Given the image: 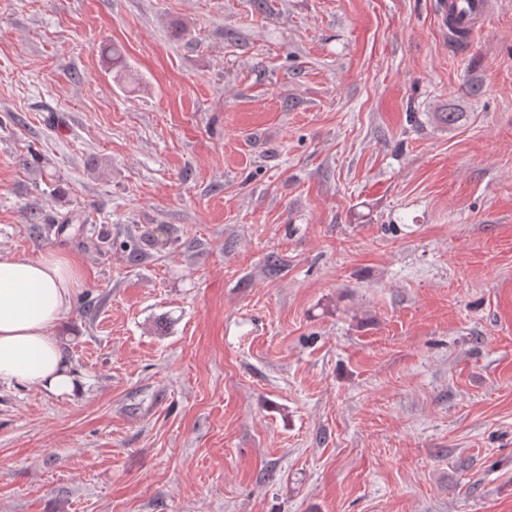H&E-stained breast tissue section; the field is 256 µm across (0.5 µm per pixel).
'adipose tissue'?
I'll return each mask as SVG.
<instances>
[{
	"mask_svg": "<svg viewBox=\"0 0 512 512\" xmlns=\"http://www.w3.org/2000/svg\"><path fill=\"white\" fill-rule=\"evenodd\" d=\"M81 286L63 255L0 253V384L74 391L76 378L52 332Z\"/></svg>",
	"mask_w": 512,
	"mask_h": 512,
	"instance_id": "adipose-tissue-1",
	"label": "adipose tissue"
}]
</instances>
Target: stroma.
<instances>
[{
	"instance_id": "obj_1",
	"label": "stroma",
	"mask_w": 512,
	"mask_h": 512,
	"mask_svg": "<svg viewBox=\"0 0 512 512\" xmlns=\"http://www.w3.org/2000/svg\"><path fill=\"white\" fill-rule=\"evenodd\" d=\"M440 2L0 0V252L83 279L0 512H512V0ZM487 3V0H443L441 16L444 27L452 35L453 31L463 30V35L470 37L486 13Z\"/></svg>"
}]
</instances>
